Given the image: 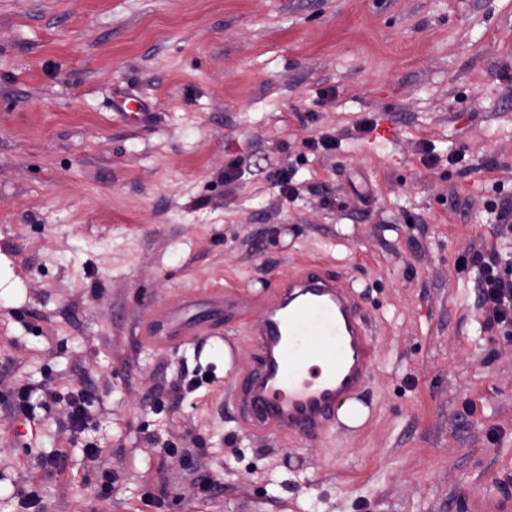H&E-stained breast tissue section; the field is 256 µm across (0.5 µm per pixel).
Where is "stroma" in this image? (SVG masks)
<instances>
[{
    "mask_svg": "<svg viewBox=\"0 0 512 512\" xmlns=\"http://www.w3.org/2000/svg\"><path fill=\"white\" fill-rule=\"evenodd\" d=\"M510 198L512 0H0V512L31 485L90 512L103 470V512L512 507V340L459 266ZM312 258L361 294L370 416L260 437L224 348L257 364L258 304ZM215 293L222 340L141 342L162 303ZM68 417L71 432L76 433L85 429L89 422L90 415L86 408L85 397L78 393L68 403Z\"/></svg>",
    "mask_w": 512,
    "mask_h": 512,
    "instance_id": "1",
    "label": "stroma"
}]
</instances>
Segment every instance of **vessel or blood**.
Here are the masks:
<instances>
[{
	"label": "vessel or blood",
	"instance_id": "1",
	"mask_svg": "<svg viewBox=\"0 0 512 512\" xmlns=\"http://www.w3.org/2000/svg\"><path fill=\"white\" fill-rule=\"evenodd\" d=\"M218 315L166 305L142 321L141 341L157 351L217 337ZM249 331L259 366L237 385L244 422L265 436L313 440L338 421L341 403L362 396L376 365L370 325L341 272L313 263L283 276Z\"/></svg>",
	"mask_w": 512,
	"mask_h": 512
}]
</instances>
